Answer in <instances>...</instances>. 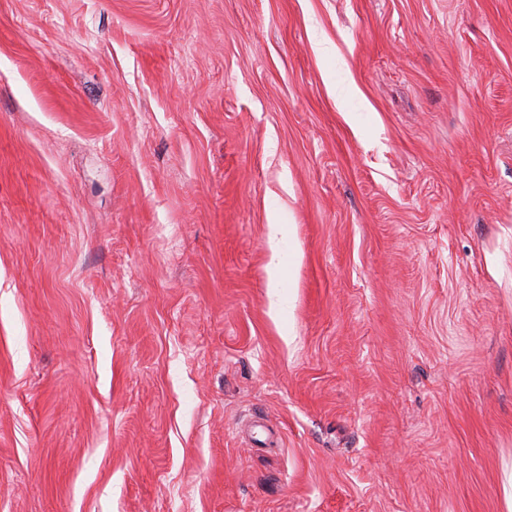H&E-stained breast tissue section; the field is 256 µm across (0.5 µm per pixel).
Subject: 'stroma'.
<instances>
[{"mask_svg":"<svg viewBox=\"0 0 512 512\" xmlns=\"http://www.w3.org/2000/svg\"><path fill=\"white\" fill-rule=\"evenodd\" d=\"M506 460L512 0H0V512H505Z\"/></svg>","mask_w":512,"mask_h":512,"instance_id":"stroma-1","label":"stroma"}]
</instances>
